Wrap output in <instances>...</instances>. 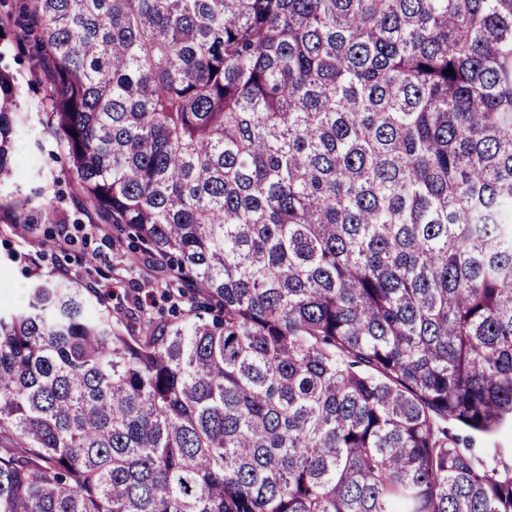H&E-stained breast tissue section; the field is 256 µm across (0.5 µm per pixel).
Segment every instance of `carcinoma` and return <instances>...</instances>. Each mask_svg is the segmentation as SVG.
<instances>
[{
  "instance_id": "cac0c4a2",
  "label": "carcinoma",
  "mask_w": 512,
  "mask_h": 512,
  "mask_svg": "<svg viewBox=\"0 0 512 512\" xmlns=\"http://www.w3.org/2000/svg\"><path fill=\"white\" fill-rule=\"evenodd\" d=\"M135 329L0 312V512H512V0H17ZM0 72V184L23 120ZM31 199L11 223L62 218ZM476 448H506L509 460L512 454V427L507 426L493 435H477Z\"/></svg>"
}]
</instances>
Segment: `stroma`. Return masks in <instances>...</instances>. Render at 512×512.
Masks as SVG:
<instances>
[{
  "label": "stroma",
  "instance_id": "stroma-1",
  "mask_svg": "<svg viewBox=\"0 0 512 512\" xmlns=\"http://www.w3.org/2000/svg\"><path fill=\"white\" fill-rule=\"evenodd\" d=\"M0 69L12 72L25 90L20 110L26 131L17 142L18 169L0 187V308L18 307L34 280L71 283L92 291L113 316L137 324L140 311L169 315L173 304L168 271L151 254L132 250L127 229L84 211L69 175V159L46 125L48 84L26 42L0 40ZM31 206L48 205L64 216L61 224L35 225L18 234L9 221L12 199L31 195Z\"/></svg>",
  "mask_w": 512,
  "mask_h": 512
}]
</instances>
